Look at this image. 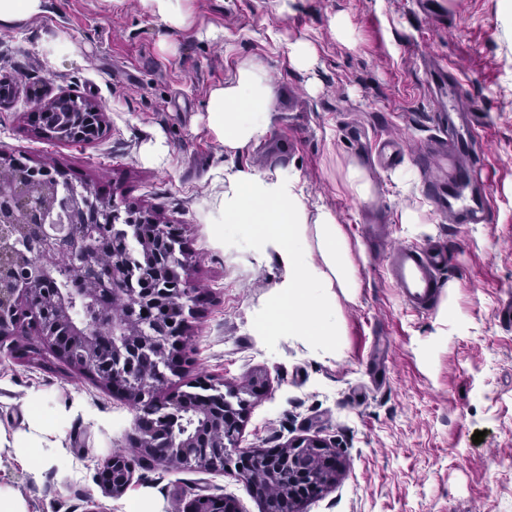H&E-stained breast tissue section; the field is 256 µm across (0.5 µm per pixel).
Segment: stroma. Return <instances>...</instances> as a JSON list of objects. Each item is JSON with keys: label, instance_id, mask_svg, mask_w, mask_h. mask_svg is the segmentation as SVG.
Segmentation results:
<instances>
[{"label": "stroma", "instance_id": "1", "mask_svg": "<svg viewBox=\"0 0 512 512\" xmlns=\"http://www.w3.org/2000/svg\"><path fill=\"white\" fill-rule=\"evenodd\" d=\"M190 23L159 45V25L139 0H49L42 18L0 43V79L17 80L0 106V155H23L66 171L74 184L153 211L182 230L199 300L187 313L191 363L162 393L197 377L221 392L246 391L241 448H284L299 437L331 445L343 468L298 512H512V8L505 0H186ZM343 18L349 39L331 24ZM67 49L47 59L43 45ZM316 53L295 68L288 44ZM245 59L266 68L277 98L267 135L234 155L208 132L209 89ZM452 66L457 104L484 146L475 165L492 193L486 224L436 212L423 184L436 167L415 158L441 130L434 66ZM25 79H18V69ZM94 98L105 115L90 143L51 139L29 121L38 101ZM399 139L404 164L370 161L377 135ZM358 161L374 191L359 200L345 181ZM278 169L299 179L312 205L332 209L359 281L337 294L339 347L259 335L282 270L225 224L224 171ZM413 209L416 223L402 221ZM438 242L448 249L440 293L427 312L410 310L388 275L392 246ZM45 391L81 412L64 428L70 464L32 485L6 466L31 512H124L149 495L162 512L196 496L235 499L263 512L233 467H137L118 497L97 482L112 453H131L136 409L58 358L32 335L0 340V426L22 420L27 392ZM484 432L473 443L474 432Z\"/></svg>", "mask_w": 512, "mask_h": 512}]
</instances>
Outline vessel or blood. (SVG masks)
Segmentation results:
<instances>
[{"label":"vessel or blood","instance_id":"vessel-or-blood-1","mask_svg":"<svg viewBox=\"0 0 512 512\" xmlns=\"http://www.w3.org/2000/svg\"><path fill=\"white\" fill-rule=\"evenodd\" d=\"M437 78V123L447 127L448 138L444 143V154L448 157V177L426 183L425 192L438 211L455 208L458 220L463 224H483L490 208L488 200L468 198L467 189L475 180V169L470 165L457 164L458 155L469 148L474 125L454 126L451 112L455 77L452 71L439 70ZM377 163L381 168L391 169L399 165L404 151L399 142L391 137L380 141L375 149ZM445 250L427 246L397 245L390 251L388 272L402 300L415 312L433 308L439 292V271L447 266Z\"/></svg>","mask_w":512,"mask_h":512}]
</instances>
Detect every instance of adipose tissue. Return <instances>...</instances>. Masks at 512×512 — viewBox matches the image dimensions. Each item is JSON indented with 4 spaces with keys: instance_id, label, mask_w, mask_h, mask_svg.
Here are the masks:
<instances>
[{
    "instance_id": "adipose-tissue-1",
    "label": "adipose tissue",
    "mask_w": 512,
    "mask_h": 512,
    "mask_svg": "<svg viewBox=\"0 0 512 512\" xmlns=\"http://www.w3.org/2000/svg\"><path fill=\"white\" fill-rule=\"evenodd\" d=\"M274 103L265 67L249 59L224 83L211 87L205 125L233 155L266 135ZM223 209L225 223L244 226L255 252L275 254L283 270L269 294L262 335L291 336L321 349H336V296L352 294L358 283L335 212L326 207L310 211L298 180L248 168L225 172ZM22 407L19 427L0 426V462L20 464L37 484L48 470L68 463L60 429L78 405H64L33 391Z\"/></svg>"
}]
</instances>
